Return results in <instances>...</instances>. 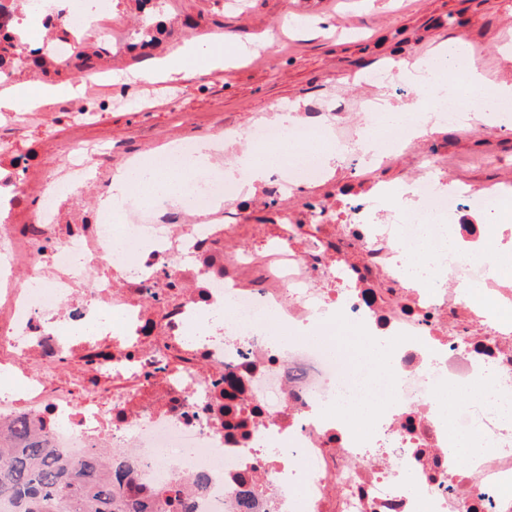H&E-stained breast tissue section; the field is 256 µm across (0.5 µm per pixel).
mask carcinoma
I'll return each instance as SVG.
<instances>
[{
	"mask_svg": "<svg viewBox=\"0 0 512 512\" xmlns=\"http://www.w3.org/2000/svg\"><path fill=\"white\" fill-rule=\"evenodd\" d=\"M0 496L11 499L13 512H156L111 463L69 461L61 449L45 447L24 419L0 441Z\"/></svg>",
	"mask_w": 512,
	"mask_h": 512,
	"instance_id": "1",
	"label": "carcinoma"
}]
</instances>
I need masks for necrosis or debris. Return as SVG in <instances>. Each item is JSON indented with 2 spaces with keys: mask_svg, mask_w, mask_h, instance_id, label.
<instances>
[{
  "mask_svg": "<svg viewBox=\"0 0 512 512\" xmlns=\"http://www.w3.org/2000/svg\"><path fill=\"white\" fill-rule=\"evenodd\" d=\"M97 3L64 27L76 0H0L10 25L0 48L19 60L0 67V84L19 67L68 69L86 32L98 54L121 55L169 21L167 0H142L136 32L122 35L99 22L112 0ZM28 118L0 114V369L13 381L0 393V434L24 418L72 460L111 452L132 490L161 503L180 495L189 512H238L244 488L252 512H512V420L496 410L512 408V325L465 295L478 288L512 307V281L493 276L487 227L473 220L512 187L449 188L459 156L417 152L367 109L350 128L339 102L288 128L250 129L283 168L261 186L275 205L256 223L227 209L247 196L224 177L221 133L182 201L154 203L137 186L116 222L89 173L108 147L78 133L43 175L7 140ZM318 143L353 165L370 160L374 193L396 153L413 155L416 172L381 211L347 185L340 199L318 196L331 181ZM452 239L466 251L448 249ZM423 259L422 281L402 274ZM29 278L39 287H24ZM328 309L395 343L391 399L362 439L324 415L355 376L346 355L270 329ZM481 370L490 395L442 422L437 389L469 386ZM452 431L484 435L487 450L457 466Z\"/></svg>",
  "mask_w": 512,
  "mask_h": 512,
  "instance_id": "1",
  "label": "necrosis or debris"
}]
</instances>
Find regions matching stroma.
Wrapping results in <instances>:
<instances>
[{
  "mask_svg": "<svg viewBox=\"0 0 512 512\" xmlns=\"http://www.w3.org/2000/svg\"><path fill=\"white\" fill-rule=\"evenodd\" d=\"M177 21L156 46L155 55L173 51L183 41L215 34L245 43L263 30L281 28L279 42L219 73L196 70L176 82L132 78L141 66L139 51L99 67L115 77L97 86L100 99L111 100L82 135L117 153L138 151L159 137L204 138L230 128L246 131L269 119L271 105L303 106L319 98L341 96L357 112L368 95L386 93L402 103L395 85L370 86L366 75L385 64L427 52L445 40L469 44L491 81H512V62L502 58L503 43L512 39V0H171ZM330 17L333 28L313 32L317 18ZM66 114L37 119L15 128L13 146L40 152L41 165L52 169L62 157L57 145L72 135ZM470 158L468 167L449 173V183L479 187L512 181V130L490 135L448 127L421 140L423 150L440 146Z\"/></svg>",
  "mask_w": 512,
  "mask_h": 512,
  "instance_id": "1",
  "label": "stroma"
}]
</instances>
